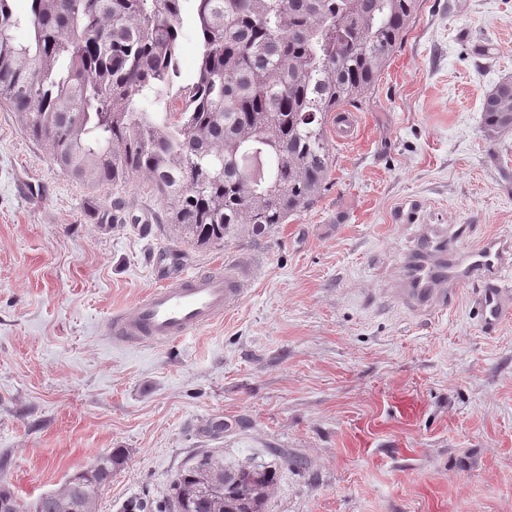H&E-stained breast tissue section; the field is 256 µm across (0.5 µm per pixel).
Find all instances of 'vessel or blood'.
<instances>
[{
    "label": "vessel or blood",
    "mask_w": 512,
    "mask_h": 512,
    "mask_svg": "<svg viewBox=\"0 0 512 512\" xmlns=\"http://www.w3.org/2000/svg\"><path fill=\"white\" fill-rule=\"evenodd\" d=\"M459 233L431 230L423 234L408 263V290L416 306L428 307L445 296L444 282L477 280L482 284L478 306L487 330L512 318V288L501 276L512 269V238H490L470 251L458 249ZM239 271H185L139 299L131 312L115 314L114 338L127 344H146L190 335L223 316L240 297Z\"/></svg>",
    "instance_id": "vessel-or-blood-1"
}]
</instances>
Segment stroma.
Wrapping results in <instances>:
<instances>
[{
    "mask_svg": "<svg viewBox=\"0 0 512 512\" xmlns=\"http://www.w3.org/2000/svg\"><path fill=\"white\" fill-rule=\"evenodd\" d=\"M507 77L512 0H419L357 138L328 116L314 204L210 248L150 222L144 178L60 172L0 105V483L29 505L119 448L96 512L160 510L210 451L276 470L265 512H512V320L486 331L471 283L428 314L399 292L423 225L512 237V129H482ZM116 198L138 223H102ZM174 265L249 277L188 338L116 342Z\"/></svg>",
    "mask_w": 512,
    "mask_h": 512,
    "instance_id": "1",
    "label": "stroma"
}]
</instances>
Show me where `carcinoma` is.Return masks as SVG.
<instances>
[{
	"label": "carcinoma",
	"mask_w": 512,
	"mask_h": 512,
	"mask_svg": "<svg viewBox=\"0 0 512 512\" xmlns=\"http://www.w3.org/2000/svg\"><path fill=\"white\" fill-rule=\"evenodd\" d=\"M184 2L29 0L19 16L0 0V103L63 173L93 187L146 178L180 238L259 237L318 198L332 163L327 116L367 96L417 0H193L186 83ZM482 112L487 137L512 128V78ZM127 209L118 199L102 217L113 224ZM123 460L115 449L28 508L0 484V512H96ZM276 481L209 454L176 476L172 499L177 512H264ZM183 49L180 56L181 80H189L196 69V48L192 34L186 30L183 40Z\"/></svg>",
	"instance_id": "obj_1"
}]
</instances>
